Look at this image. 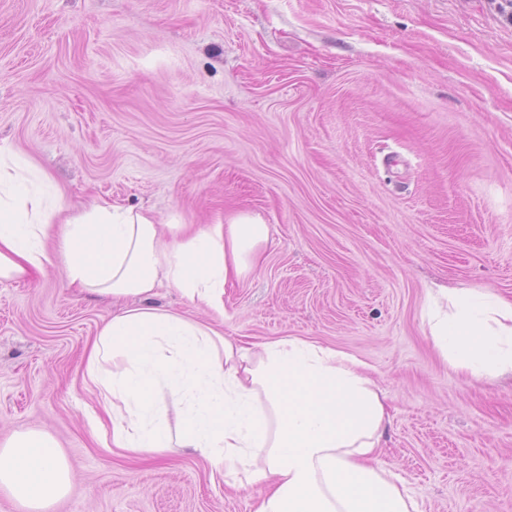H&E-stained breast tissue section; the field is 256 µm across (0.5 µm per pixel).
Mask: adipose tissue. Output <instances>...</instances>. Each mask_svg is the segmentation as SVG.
Instances as JSON below:
<instances>
[{
	"label": "adipose tissue",
	"mask_w": 512,
	"mask_h": 512,
	"mask_svg": "<svg viewBox=\"0 0 512 512\" xmlns=\"http://www.w3.org/2000/svg\"><path fill=\"white\" fill-rule=\"evenodd\" d=\"M37 177L0 146V282L43 271L54 233L72 286L133 299L99 330L84 367L113 447L153 457L194 449L227 485L260 488L253 512H419L404 479L377 459L387 413L364 361L292 337L253 350L149 306L168 285L223 313L226 286L254 273L269 241L260 215L194 231L103 201L65 217L34 189ZM423 317L451 368L476 380L512 375V300L486 288H433ZM70 484L47 434L26 430L0 445V491L25 512H46Z\"/></svg>",
	"instance_id": "1"
}]
</instances>
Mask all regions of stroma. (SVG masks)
Wrapping results in <instances>:
<instances>
[{
  "label": "stroma",
  "instance_id": "stroma-1",
  "mask_svg": "<svg viewBox=\"0 0 512 512\" xmlns=\"http://www.w3.org/2000/svg\"><path fill=\"white\" fill-rule=\"evenodd\" d=\"M0 146L60 202L271 227L224 314L153 307L251 347L297 337L372 368L380 450L422 512H512V377L450 369L429 288L512 299V25L489 0H0ZM45 274L0 283V445L47 433V512H252L192 450L105 449L86 354L118 306Z\"/></svg>",
  "mask_w": 512,
  "mask_h": 512
}]
</instances>
